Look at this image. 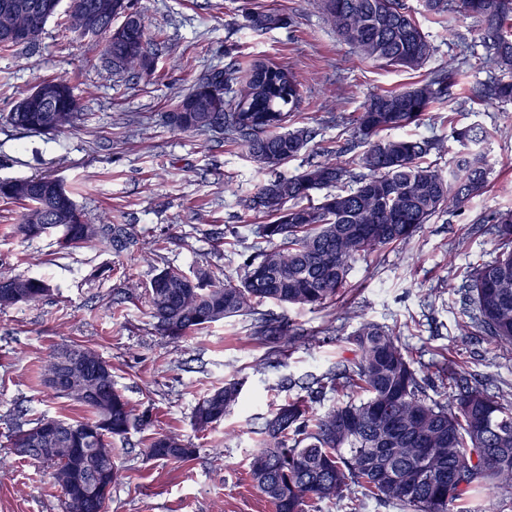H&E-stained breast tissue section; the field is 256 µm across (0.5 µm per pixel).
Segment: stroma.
Listing matches in <instances>:
<instances>
[{"label": "stroma", "mask_w": 512, "mask_h": 512, "mask_svg": "<svg viewBox=\"0 0 512 512\" xmlns=\"http://www.w3.org/2000/svg\"><path fill=\"white\" fill-rule=\"evenodd\" d=\"M132 2L153 38V74L113 78L95 41L70 31L69 0L34 44L0 51V180L53 176L94 223L130 225L138 240L122 252L62 253L57 232L30 241L12 236L23 206L0 199V276L43 277L53 287L39 305L0 310V512H61L48 465L17 457L10 445L14 417L32 423L83 414L41 380L54 345L97 350L111 363L116 388L147 420L112 442L122 478L106 512H273L248 474L257 431L272 408L297 394V382L349 357L345 338L365 322L393 330L428 370L451 358L488 385L512 384V353L469 333L449 286L493 249L490 235L472 233L473 223L512 210V104L456 115L458 123L490 133L480 145L492 165L482 197L431 220L406 248L356 262L341 305L310 311L263 304L314 341L269 360L245 316L178 342L153 329L146 300H125L126 284L148 286L166 264L188 273L217 266L237 275L262 219L230 199L239 190L253 193L271 176L223 134L170 128L168 112L199 77L231 61L244 70L260 61L294 73L301 103L288 124L312 127L316 136L283 166L289 175L320 148L348 138L370 94L404 88L420 75L361 58L338 40L317 0ZM405 3L437 45V61L479 43L478 23L457 10L440 22L421 0ZM255 11L289 15L293 24L254 31L246 16ZM52 77L71 80L84 121L56 135L19 134L6 114L22 93ZM231 229L238 240L229 246L223 238ZM232 378L243 384L239 405L207 434H196L191 417L198 400ZM169 432L190 441L197 456L186 463L147 459L144 439Z\"/></svg>", "instance_id": "obj_1"}]
</instances>
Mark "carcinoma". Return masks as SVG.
Segmentation results:
<instances>
[{
  "label": "carcinoma",
  "mask_w": 512,
  "mask_h": 512,
  "mask_svg": "<svg viewBox=\"0 0 512 512\" xmlns=\"http://www.w3.org/2000/svg\"><path fill=\"white\" fill-rule=\"evenodd\" d=\"M101 11L94 37H103L101 55L112 76L148 74L154 59L142 15L116 29L114 20L130 0H72ZM459 12L475 19L483 47L498 70L475 79L459 102L482 105L512 102V0H458ZM319 9L341 42L363 59L405 72L423 68L437 46L409 13L403 0H319ZM255 31L282 28L287 17L275 12L246 16ZM462 63L452 58L430 78L410 86L371 94L354 120L351 139L326 148L293 174L277 169L297 157L314 139L308 127L288 129L300 91L288 70L257 62L238 89L237 71L227 64L204 73L182 96L168 124L176 131H214L232 135L260 167L274 172L256 191L238 197V205L266 219L258 226L263 245L246 256L240 276H220L210 269L188 275L166 266L150 281V317L157 331L178 342L211 324L236 316H251L252 337L274 345V352L305 337L286 318L259 311L265 302L300 309L336 304L346 293L354 264L387 247H403L432 218L457 212L483 195L491 166L469 146L486 131L448 121V136L381 137L431 120L430 113L448 103L461 76ZM55 89L46 101L29 93L21 112L6 121L23 132L56 134L75 127L83 113L74 86L62 78L41 81ZM460 145L448 160V170L428 163L432 151L445 149L447 139ZM352 154L344 164L339 157ZM324 192L318 199L314 194ZM0 198L25 206L15 233L24 240L53 229L60 249L122 252L136 241L126 224H94L62 183L50 176L0 180ZM493 257L470 267L458 286V303L471 319L474 333L497 345L512 347V211L491 220ZM11 293L0 292V308L38 304L51 293L39 277L7 279ZM347 342L353 355L274 408L260 428V448L249 471L256 491L276 512H310L318 502H343L360 512L363 499L373 498L400 512H483L481 497L498 494L497 512L512 509V399L473 382L469 373L451 364L427 375L385 327L362 323ZM82 355L100 366L104 389L89 381L76 382L63 393L49 384L58 361ZM43 382L56 395L86 412L80 418L42 417L34 426L19 425L11 444L20 448L55 429L58 436L44 448H77L81 468L65 455L34 456L51 465L54 483L67 490L62 512H104L112 486L121 478L112 439L124 438L142 424L112 382V365L86 346L54 347L43 366ZM450 389L442 400L428 394ZM336 404L318 413L314 405L326 393ZM241 384L235 380L203 396L192 414V427L208 431L237 406ZM197 449L177 434L148 439L151 459L184 462ZM86 484H98L95 500L79 499L81 488L69 484V474Z\"/></svg>",
  "instance_id": "1"
}]
</instances>
